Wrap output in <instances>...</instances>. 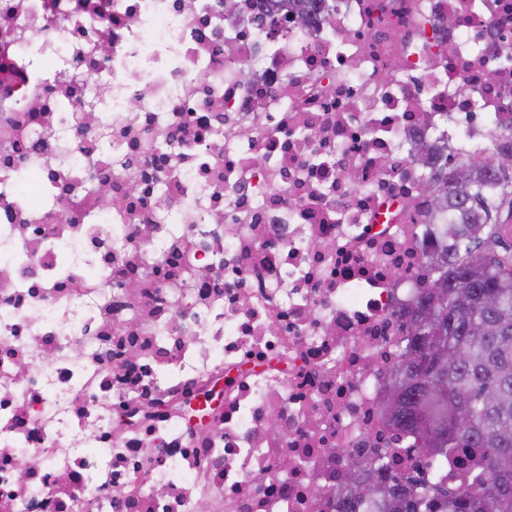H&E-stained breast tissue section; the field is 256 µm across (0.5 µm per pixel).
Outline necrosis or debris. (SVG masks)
I'll use <instances>...</instances> for the list:
<instances>
[{
    "mask_svg": "<svg viewBox=\"0 0 512 512\" xmlns=\"http://www.w3.org/2000/svg\"><path fill=\"white\" fill-rule=\"evenodd\" d=\"M51 2L0 53V512H331L407 454L425 175L512 144V0Z\"/></svg>",
    "mask_w": 512,
    "mask_h": 512,
    "instance_id": "necrosis-or-debris-1",
    "label": "necrosis or debris"
}]
</instances>
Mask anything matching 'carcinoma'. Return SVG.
<instances>
[{
	"label": "carcinoma",
	"mask_w": 512,
	"mask_h": 512,
	"mask_svg": "<svg viewBox=\"0 0 512 512\" xmlns=\"http://www.w3.org/2000/svg\"><path fill=\"white\" fill-rule=\"evenodd\" d=\"M508 168L460 163L429 178L442 182L441 211L461 212L447 224L453 248L429 256L432 280L446 298L427 309L423 288L406 313L404 348L389 378L381 412L419 464L409 468L386 453L370 459L379 473L372 498L343 474L345 497L334 512H512V248L500 249L499 217L512 216ZM480 251L482 258L474 256ZM207 398L196 427L222 410ZM464 453L457 484L430 469Z\"/></svg>",
	"instance_id": "obj_1"
}]
</instances>
